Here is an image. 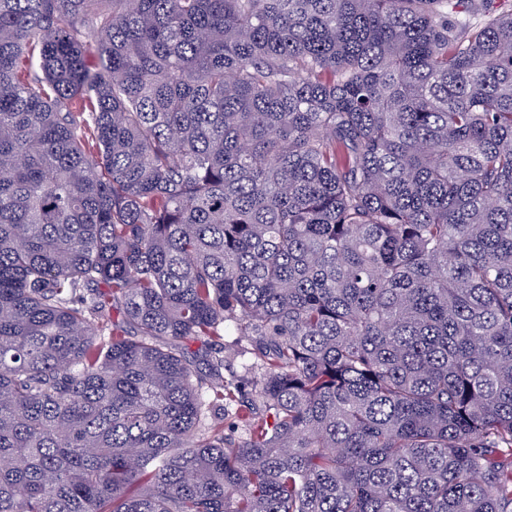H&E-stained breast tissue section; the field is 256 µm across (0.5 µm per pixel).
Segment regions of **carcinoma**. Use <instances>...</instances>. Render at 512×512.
Wrapping results in <instances>:
<instances>
[{
	"mask_svg": "<svg viewBox=\"0 0 512 512\" xmlns=\"http://www.w3.org/2000/svg\"><path fill=\"white\" fill-rule=\"evenodd\" d=\"M490 2L0 0V512H512ZM238 336H234V333L228 334L224 336V339L217 340L212 342V344L202 346L200 342H196L191 344L190 349L192 351H197L198 349L205 351H210V348H219V346H215V344L221 345L224 343V359L226 360V370H224V377H229L232 372L234 374H243V366L250 362L251 354L247 351L250 349L249 343L246 340L239 342L236 344V338Z\"/></svg>",
	"mask_w": 512,
	"mask_h": 512,
	"instance_id": "cac0c4a2",
	"label": "carcinoma"
}]
</instances>
